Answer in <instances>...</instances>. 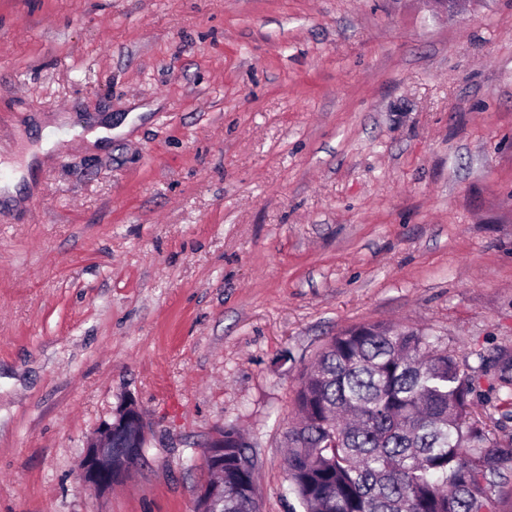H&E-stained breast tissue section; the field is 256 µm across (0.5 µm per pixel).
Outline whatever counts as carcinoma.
<instances>
[{
  "label": "carcinoma",
  "mask_w": 512,
  "mask_h": 512,
  "mask_svg": "<svg viewBox=\"0 0 512 512\" xmlns=\"http://www.w3.org/2000/svg\"><path fill=\"white\" fill-rule=\"evenodd\" d=\"M494 370L493 411L474 415L475 376L438 339L382 324L332 337L296 391L288 481L303 512H500L492 489L512 477V350L481 357ZM255 457L224 429V510L260 512Z\"/></svg>",
  "instance_id": "cac0c4a2"
}]
</instances>
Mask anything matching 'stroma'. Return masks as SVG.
Returning a JSON list of instances; mask_svg holds the SVG:
<instances>
[{
    "instance_id": "35a3bbf8",
    "label": "stroma",
    "mask_w": 512,
    "mask_h": 512,
    "mask_svg": "<svg viewBox=\"0 0 512 512\" xmlns=\"http://www.w3.org/2000/svg\"><path fill=\"white\" fill-rule=\"evenodd\" d=\"M113 124L108 145L86 135ZM0 512H191L219 429L284 470L353 326L512 347V0H0ZM144 463L81 486L126 397Z\"/></svg>"
}]
</instances>
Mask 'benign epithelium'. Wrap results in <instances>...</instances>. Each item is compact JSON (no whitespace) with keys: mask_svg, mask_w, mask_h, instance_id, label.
Wrapping results in <instances>:
<instances>
[{"mask_svg":"<svg viewBox=\"0 0 512 512\" xmlns=\"http://www.w3.org/2000/svg\"><path fill=\"white\" fill-rule=\"evenodd\" d=\"M146 447L147 433L138 404L132 399L122 402L87 439L80 462L81 484L100 493L110 490L142 461ZM204 458L211 461L214 471H224V434L217 432L211 437ZM222 502L224 484L204 482L197 489L193 512H218Z\"/></svg>","mask_w":512,"mask_h":512,"instance_id":"obj_1","label":"benign epithelium"}]
</instances>
